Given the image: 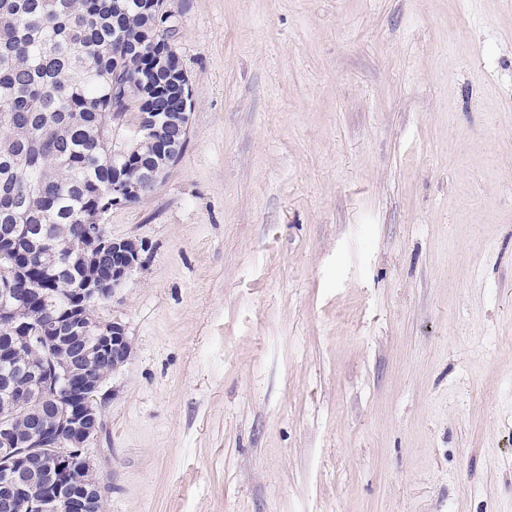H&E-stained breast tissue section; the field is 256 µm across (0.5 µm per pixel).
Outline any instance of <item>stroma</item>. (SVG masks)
I'll list each match as a JSON object with an SVG mask.
<instances>
[{"label": "stroma", "instance_id": "35a3bbf8", "mask_svg": "<svg viewBox=\"0 0 512 512\" xmlns=\"http://www.w3.org/2000/svg\"><path fill=\"white\" fill-rule=\"evenodd\" d=\"M174 7L101 512H512V0Z\"/></svg>", "mask_w": 512, "mask_h": 512}]
</instances>
